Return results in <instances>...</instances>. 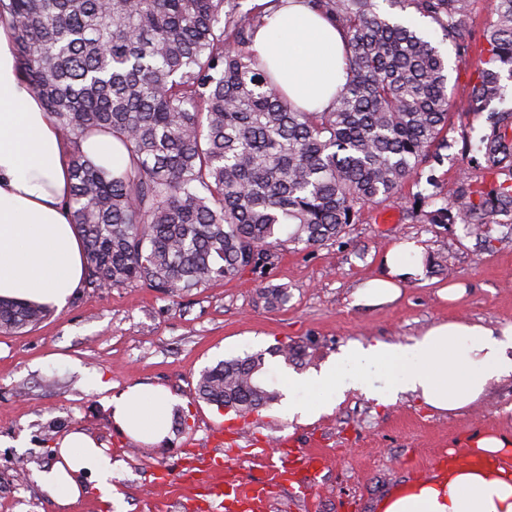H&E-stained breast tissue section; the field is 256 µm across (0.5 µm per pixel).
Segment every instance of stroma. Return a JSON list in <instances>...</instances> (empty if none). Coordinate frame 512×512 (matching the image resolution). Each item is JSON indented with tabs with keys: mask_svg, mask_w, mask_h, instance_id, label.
<instances>
[{
	"mask_svg": "<svg viewBox=\"0 0 512 512\" xmlns=\"http://www.w3.org/2000/svg\"><path fill=\"white\" fill-rule=\"evenodd\" d=\"M442 51L454 98L467 99L475 53L448 44ZM487 130L485 114L451 113L448 157L436 167L438 196H454L463 178L481 179L471 148ZM413 193L403 187L365 208L339 241L281 251L268 269L174 298L144 285L81 286L38 324L0 333V512H58L34 474L53 463L57 443L73 430L110 448L114 469L111 499L87 475L71 512H202L206 497L166 492L156 474L182 479L201 449L223 454L225 482L257 479L282 455L311 448L321 450V467L269 486L267 512H377L391 490L433 471L469 436L512 434V377L491 382L478 403L455 415L409 395L384 406L355 391L313 421L289 414L288 402L240 417L194 398L204 368L247 352H267V377L280 387L287 366L269 350L281 344L308 346L302 370L309 373L358 344L411 343L441 321L511 326L512 229L494 225L483 239L459 224L425 223L412 211ZM412 241L429 261L446 257L451 275L428 263L407 279L396 303L354 306L353 292L381 274L385 254ZM270 283L287 288L285 307L258 302L259 288ZM451 284L464 290L454 302L439 296ZM131 385L160 386L176 399L169 440L146 445L114 425L109 402ZM217 426L220 441L212 434Z\"/></svg>",
	"mask_w": 512,
	"mask_h": 512,
	"instance_id": "stroma-1",
	"label": "stroma"
}]
</instances>
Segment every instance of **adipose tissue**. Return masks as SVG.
I'll return each mask as SVG.
<instances>
[{"mask_svg": "<svg viewBox=\"0 0 512 512\" xmlns=\"http://www.w3.org/2000/svg\"><path fill=\"white\" fill-rule=\"evenodd\" d=\"M266 62L280 90L309 111L332 108L346 84L343 34L305 0H283L266 16L250 46ZM84 154L114 174L130 159L109 134L89 133ZM70 148L41 100L28 88L15 57L13 30L0 18V299L63 307L86 266L83 241L65 202L71 187ZM408 243L384 258V273L353 295V303H394L401 282L416 275L405 254ZM512 376V330L495 335L482 324L454 319L433 324L413 343L375 341L357 346L320 370L287 375L288 388L325 394L357 390L387 404L410 395L439 413L455 414L480 400L491 381ZM382 386H374V378ZM171 398L160 388L136 385L112 401V419L126 435L149 444L168 437ZM467 465L449 454L434 478L408 482L389 493L380 512H512V439L499 434L471 438ZM55 462L37 474L60 512L82 496L80 476H98L104 497L112 495V455L81 431L65 436Z\"/></svg>", "mask_w": 512, "mask_h": 512, "instance_id": "adipose-tissue-1", "label": "adipose tissue"}]
</instances>
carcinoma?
<instances>
[{
    "label": "carcinoma",
    "instance_id": "1",
    "mask_svg": "<svg viewBox=\"0 0 512 512\" xmlns=\"http://www.w3.org/2000/svg\"><path fill=\"white\" fill-rule=\"evenodd\" d=\"M471 0H307L348 46L347 83L332 110L294 107L250 52L264 6L242 0H0L17 64L72 146L71 222L90 288L146 285L167 295L272 264L290 245L341 238L368 205L424 174L448 148V59L396 12L429 20L441 41L470 47ZM466 111H489L476 165L489 186L463 179L429 224L482 235L512 224V108H489L512 81V0H494ZM93 130L121 139L129 169L115 175L83 155ZM267 308L288 289L258 290ZM43 307L0 300V331L17 333ZM300 366L303 346L269 350ZM281 397L265 353L201 371L195 398L244 417Z\"/></svg>",
    "mask_w": 512,
    "mask_h": 512
}]
</instances>
